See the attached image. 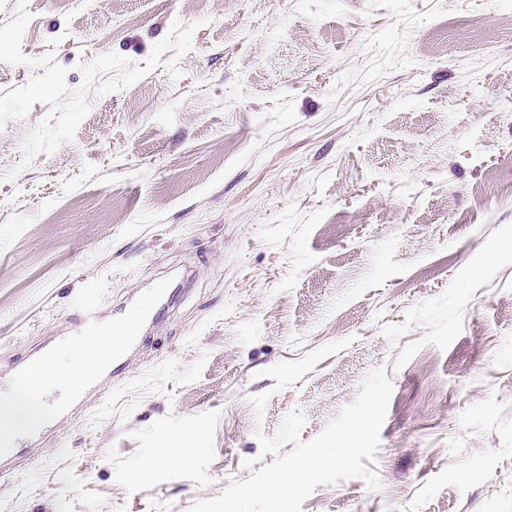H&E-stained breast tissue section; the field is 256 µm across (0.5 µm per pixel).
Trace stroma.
I'll use <instances>...</instances> for the list:
<instances>
[{
    "instance_id": "35a3bbf8",
    "label": "stroma",
    "mask_w": 512,
    "mask_h": 512,
    "mask_svg": "<svg viewBox=\"0 0 512 512\" xmlns=\"http://www.w3.org/2000/svg\"><path fill=\"white\" fill-rule=\"evenodd\" d=\"M27 9L23 54L73 90L97 55L197 29L179 78L89 94L55 153L22 163L48 105L0 128L1 382L70 338L84 289L106 325L177 290L0 512H189L273 462L258 433L298 409L314 439L377 367L381 489L320 485L303 512H512V0Z\"/></svg>"
}]
</instances>
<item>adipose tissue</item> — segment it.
<instances>
[{
  "instance_id": "ef3b65f1",
  "label": "adipose tissue",
  "mask_w": 512,
  "mask_h": 512,
  "mask_svg": "<svg viewBox=\"0 0 512 512\" xmlns=\"http://www.w3.org/2000/svg\"><path fill=\"white\" fill-rule=\"evenodd\" d=\"M116 342L111 329L90 331L76 339L74 349H61L29 365L17 389L0 399V431L25 430L43 420L42 388L56 386L80 395L89 374L111 362Z\"/></svg>"
}]
</instances>
